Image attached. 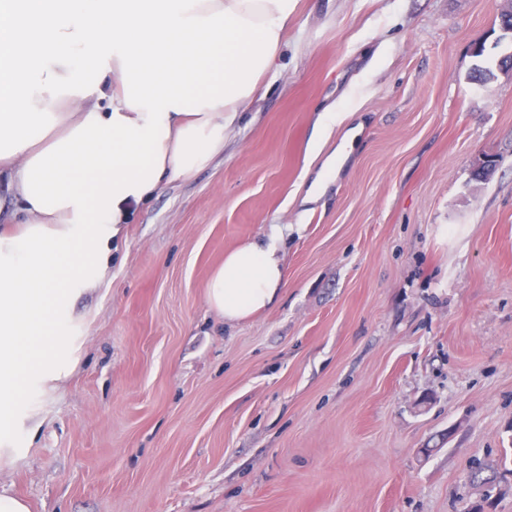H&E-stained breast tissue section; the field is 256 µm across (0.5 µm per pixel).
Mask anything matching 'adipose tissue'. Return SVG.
<instances>
[{
	"label": "adipose tissue",
	"instance_id": "ef3b65f1",
	"mask_svg": "<svg viewBox=\"0 0 512 512\" xmlns=\"http://www.w3.org/2000/svg\"><path fill=\"white\" fill-rule=\"evenodd\" d=\"M295 0H0V422L68 374L74 298L131 211L210 166L273 74ZM280 231L211 274L227 321L288 286Z\"/></svg>",
	"mask_w": 512,
	"mask_h": 512
}]
</instances>
